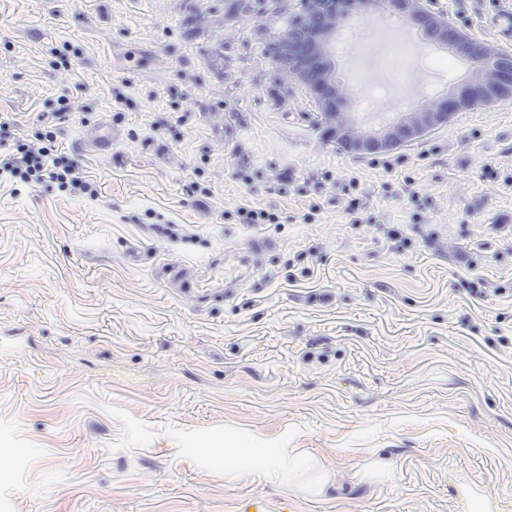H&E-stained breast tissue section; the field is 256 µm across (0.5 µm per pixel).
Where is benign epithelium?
I'll list each match as a JSON object with an SVG mask.
<instances>
[{"label":"benign epithelium","instance_id":"obj_1","mask_svg":"<svg viewBox=\"0 0 512 512\" xmlns=\"http://www.w3.org/2000/svg\"><path fill=\"white\" fill-rule=\"evenodd\" d=\"M302 15L291 19L279 36L275 62L280 72L300 83L325 119L336 122V142L346 152L368 155L392 151L448 124L459 112L478 106L512 103V52L478 40L432 9L430 0H383L378 9L363 3L360 14L388 12L405 20L426 42L458 54L471 75L454 93L437 92L407 112L369 129L343 111L350 99L336 74L333 39L344 18L354 15L358 0H303Z\"/></svg>","mask_w":512,"mask_h":512}]
</instances>
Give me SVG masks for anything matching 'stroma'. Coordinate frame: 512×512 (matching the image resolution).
Returning a JSON list of instances; mask_svg holds the SVG:
<instances>
[{"label": "stroma", "mask_w": 512, "mask_h": 512, "mask_svg": "<svg viewBox=\"0 0 512 512\" xmlns=\"http://www.w3.org/2000/svg\"><path fill=\"white\" fill-rule=\"evenodd\" d=\"M436 7L512 50L495 0ZM300 8L0 0V117L29 138L68 96L56 144L101 187L0 180V512H512V103L346 153L274 60ZM384 21L335 46L361 121L469 74L384 77ZM259 237L232 297L168 277Z\"/></svg>", "instance_id": "1"}]
</instances>
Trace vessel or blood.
I'll list each match as a JSON object with an SVG mask.
<instances>
[{
  "label": "vessel or blood",
  "instance_id": "vessel-or-blood-1",
  "mask_svg": "<svg viewBox=\"0 0 512 512\" xmlns=\"http://www.w3.org/2000/svg\"><path fill=\"white\" fill-rule=\"evenodd\" d=\"M265 239L256 238L239 252L226 254L223 262L212 265L204 273L185 268L180 272L187 293L196 299H213L222 296L225 289L236 287L255 271V258L267 249Z\"/></svg>",
  "mask_w": 512,
  "mask_h": 512
}]
</instances>
